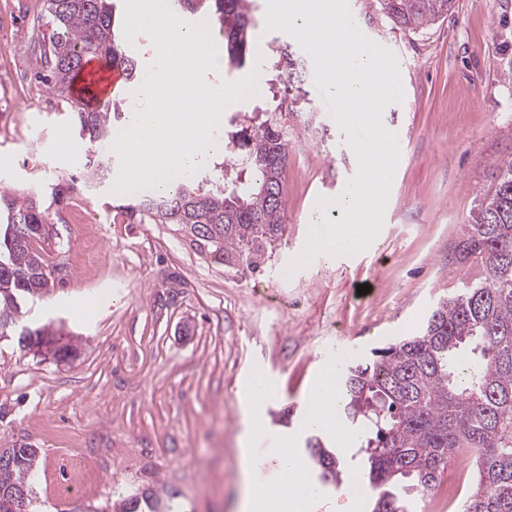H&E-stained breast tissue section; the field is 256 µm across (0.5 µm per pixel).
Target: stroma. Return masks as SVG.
<instances>
[{
    "mask_svg": "<svg viewBox=\"0 0 512 512\" xmlns=\"http://www.w3.org/2000/svg\"><path fill=\"white\" fill-rule=\"evenodd\" d=\"M349 3L361 31L397 52L404 95L383 121L399 162L376 244L291 274L317 199L336 198L357 170L310 58L311 111L288 120L286 230L252 273L200 254L179 225L123 216L114 175H89L108 141L71 138L66 103L35 78L45 0H0V186L36 191L61 240L53 288L0 339V448L39 449L37 512H114L145 492L181 512H234L239 398L253 372L273 384L252 448L274 487L269 450L285 436L304 448L306 394L322 367L369 358L419 330L463 278H481L453 252L496 165L512 159V0H456L418 34L392 29L371 0ZM89 249L97 261L82 264ZM45 324L51 343L20 341L21 326ZM70 455L97 483L64 497L56 486Z\"/></svg>",
    "mask_w": 512,
    "mask_h": 512,
    "instance_id": "stroma-1",
    "label": "stroma"
}]
</instances>
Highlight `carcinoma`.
<instances>
[{"instance_id":"cac0c4a2","label":"carcinoma","mask_w":512,"mask_h":512,"mask_svg":"<svg viewBox=\"0 0 512 512\" xmlns=\"http://www.w3.org/2000/svg\"><path fill=\"white\" fill-rule=\"evenodd\" d=\"M456 0H378L392 28L416 33L448 17ZM179 13L210 17L215 41L232 65L257 62L252 0H173ZM51 32L37 74L47 91L68 104L81 139L112 133L120 113L91 109L66 92L87 56H97L135 79L138 61L125 50L108 0H46ZM290 45L271 49L287 84L236 132L239 168L216 163L211 174L182 177L166 194L135 196L119 205L143 224H178L202 250L238 258L256 272L285 233L283 184L288 169V114L308 104ZM494 191L470 215L456 246L460 263L474 260L483 277L464 281L438 302L424 328L373 350L374 359L349 365L341 378L345 420L360 427L364 444L353 466L316 435L305 451L318 480L341 484L357 470L374 491L371 512H415L414 496L429 495L457 450L473 461V481L460 512H512V160L497 165ZM234 189L226 192L224 185ZM0 329L15 324L28 300L47 292L52 238L45 212L30 192L0 190ZM15 490L33 488L39 467L24 448H10ZM120 512H156L148 497H131Z\"/></svg>"}]
</instances>
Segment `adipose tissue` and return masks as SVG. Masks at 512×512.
<instances>
[{
	"label": "adipose tissue",
	"mask_w": 512,
	"mask_h": 512,
	"mask_svg": "<svg viewBox=\"0 0 512 512\" xmlns=\"http://www.w3.org/2000/svg\"><path fill=\"white\" fill-rule=\"evenodd\" d=\"M347 358H338L327 365L309 389L305 425L310 430L334 435L339 447L358 442L359 432L339 428L337 416L343 404L340 387ZM272 394V388L260 374H252L243 385L242 431L239 446V496L236 512H310L320 489L309 482L293 446L292 439H282L270 456L278 466V488L270 489L257 478L251 458V445L264 429L262 410Z\"/></svg>",
	"instance_id": "obj_1"
}]
</instances>
